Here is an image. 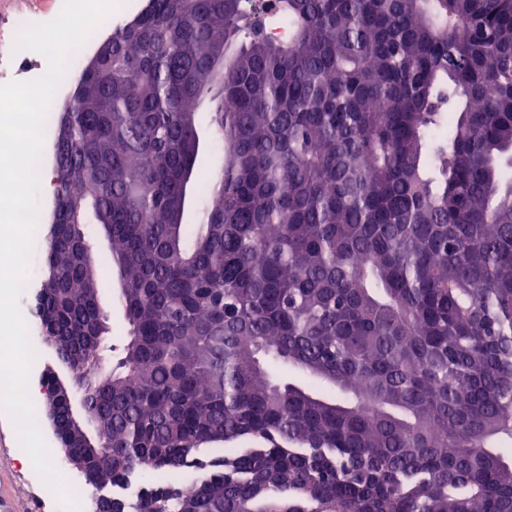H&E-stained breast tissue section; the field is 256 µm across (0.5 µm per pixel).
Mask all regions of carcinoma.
Masks as SVG:
<instances>
[{"mask_svg": "<svg viewBox=\"0 0 512 512\" xmlns=\"http://www.w3.org/2000/svg\"><path fill=\"white\" fill-rule=\"evenodd\" d=\"M109 42L56 118L36 305L84 361L44 401L86 484L112 512H512V0H149ZM109 283L111 288H106L105 310L109 316V324L112 328L111 336H123L126 324L123 318V310L119 302V289L112 272L109 276ZM112 285H114V288H112Z\"/></svg>", "mask_w": 512, "mask_h": 512, "instance_id": "1", "label": "carcinoma"}]
</instances>
